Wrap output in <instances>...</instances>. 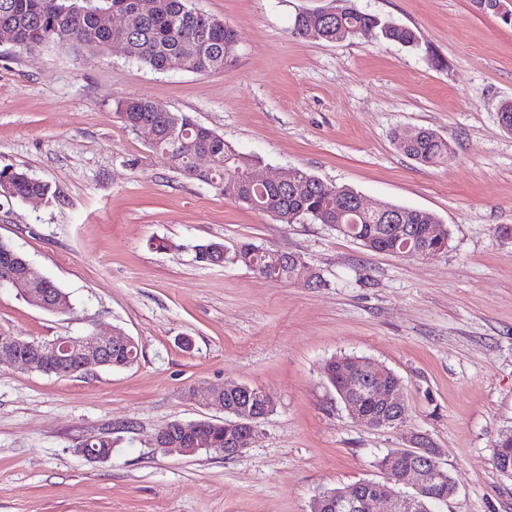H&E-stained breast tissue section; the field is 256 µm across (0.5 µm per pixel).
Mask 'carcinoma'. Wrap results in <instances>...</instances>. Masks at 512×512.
<instances>
[{
  "label": "carcinoma",
  "mask_w": 512,
  "mask_h": 512,
  "mask_svg": "<svg viewBox=\"0 0 512 512\" xmlns=\"http://www.w3.org/2000/svg\"><path fill=\"white\" fill-rule=\"evenodd\" d=\"M103 7L124 14V25L111 32L101 30L92 10ZM3 25L16 31L24 42L25 51L121 38L138 49L133 60L163 72L179 65L194 73L222 71L236 50L233 30L215 17L194 13L188 0H0V26ZM312 25L321 29L322 40L327 42L340 26L359 32L375 26L384 41L404 46H415L419 42L412 28L391 24L377 14L361 11L354 0H344L342 12L337 16L321 18L307 12L297 14L292 34L305 37ZM116 111L131 131L145 126L152 130V149L166 159L174 172L185 179L206 183L248 209L263 212L275 207L278 209L276 221L281 224L305 220L329 224L370 250L407 257L429 258L447 247L448 229L430 230L431 218L424 215V211L407 216L410 236L404 241L397 235L387 234L385 224L377 216L336 208L339 195L353 197L356 195L353 189L325 183L303 170L295 173L283 191H257L242 182L243 171L257 163L255 157L236 151L213 130L185 114L155 111L154 102L147 97H124L117 101ZM393 141L400 152L428 166L437 164L448 151V142L426 128H417L411 134L405 128L399 129ZM199 152L212 154L217 165L209 173L193 176L189 171L194 155ZM14 187L16 197L22 199L51 194L48 184L23 171L15 173ZM221 247L223 243L215 241L197 245L196 261L211 264V252ZM228 262L255 270L276 282H291L296 277V265L282 263L273 257V251L249 242L238 244L237 250L229 254ZM112 358L117 367L134 363L139 358V348L136 345L115 347ZM247 390L250 405L256 411L271 413L276 408L271 394L251 386ZM201 432L208 438L210 447H228L230 439L224 424L210 422ZM83 445L97 449L100 455L112 456L110 437L87 439Z\"/></svg>",
  "instance_id": "1"
}]
</instances>
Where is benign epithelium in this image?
Masks as SVG:
<instances>
[{
    "mask_svg": "<svg viewBox=\"0 0 512 512\" xmlns=\"http://www.w3.org/2000/svg\"><path fill=\"white\" fill-rule=\"evenodd\" d=\"M95 17L98 26L107 31L114 29V19L119 20V24H124V17L110 8L97 11ZM293 175L294 170L289 169L275 177L260 179L251 169L245 173L244 182L271 189L288 184ZM13 261L14 256L10 253L0 256V288H10L14 284L11 273ZM48 286V279L35 274L29 278L27 286L21 289V295L34 307L56 313L58 309L48 303ZM132 342V337L117 331L106 337H67L54 342L39 343L21 336H0V364H21L31 372L52 373L73 361L77 365L76 371L86 373L96 367L108 366L113 346ZM384 373L385 369L373 361L362 366H337L336 377L341 383L347 411L356 421L366 425L372 423L380 428L395 425L403 408L402 388L379 382ZM374 379L377 383L370 387V393L379 405L380 412L371 415L362 408L359 394L364 391L363 381ZM242 390L241 385L228 386L223 382L192 389L193 399L198 404L222 410L233 418L229 422L232 447L219 449V452L229 458L236 457L249 448L261 433L260 416L250 406L249 401L242 398L233 405L224 407V392L237 394ZM183 428L186 437L182 439L169 435L165 428L159 429L154 437L155 447L169 455L189 456L206 446L204 435L198 432L189 434V429H198L197 423H185ZM409 443L410 447L388 456L386 484L369 481L338 492L319 494L316 496L315 512H332L336 508L344 512H378L377 506L382 501L389 502V512H417L422 499H439L435 481L441 477L443 470L438 463L437 449L431 446L429 439L422 433L412 434ZM406 487L413 488V493L404 492Z\"/></svg>",
    "mask_w": 512,
    "mask_h": 512,
    "instance_id": "obj_1",
    "label": "benign epithelium"
}]
</instances>
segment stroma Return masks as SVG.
Segmentation results:
<instances>
[{
    "label": "stroma",
    "instance_id": "stroma-1",
    "mask_svg": "<svg viewBox=\"0 0 512 512\" xmlns=\"http://www.w3.org/2000/svg\"><path fill=\"white\" fill-rule=\"evenodd\" d=\"M329 0H190L237 37L221 72H160L121 48L0 43V171L52 190L0 197V241L71 296L49 313L0 288V335L38 341L123 330L140 356L58 377L0 366V512H310L318 493L385 482L389 451L421 432L457 490L435 512H512L493 442L512 430V26L473 0H356L417 29L406 47L372 33L292 36ZM190 114L271 177L299 168L368 204L434 214L447 249L409 258L366 249L326 224H281L181 178L121 122L118 99ZM403 127L435 131L434 166L401 153ZM165 249H156V241ZM247 241L297 254L318 284L280 283L195 259L197 244ZM359 356L403 381L406 420L350 417L322 376ZM277 402L241 455H168L173 420L223 419L189 390L219 382ZM107 434L112 456L82 442Z\"/></svg>",
    "mask_w": 512,
    "mask_h": 512
}]
</instances>
